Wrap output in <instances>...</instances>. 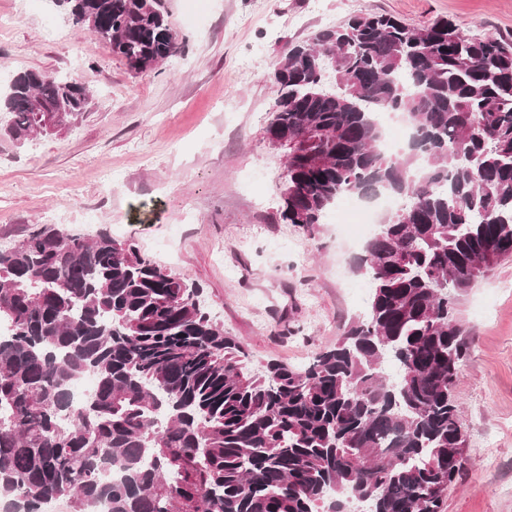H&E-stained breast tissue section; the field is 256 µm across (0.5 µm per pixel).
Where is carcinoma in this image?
<instances>
[{
  "instance_id": "carcinoma-1",
  "label": "carcinoma",
  "mask_w": 512,
  "mask_h": 512,
  "mask_svg": "<svg viewBox=\"0 0 512 512\" xmlns=\"http://www.w3.org/2000/svg\"><path fill=\"white\" fill-rule=\"evenodd\" d=\"M62 2L97 9L92 32L136 73L185 48L152 0ZM271 78L283 221L319 224L344 192L401 203L360 259L366 317L304 369L254 372L198 288L107 233L45 226L0 248V512L61 496L70 512H441L464 461L459 296L512 256V44L361 13L288 46ZM69 86L17 74L10 138L44 128L36 102L70 96L61 127L84 112ZM384 111L411 125L394 157Z\"/></svg>"
}]
</instances>
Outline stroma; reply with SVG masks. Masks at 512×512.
I'll return each instance as SVG.
<instances>
[{"mask_svg":"<svg viewBox=\"0 0 512 512\" xmlns=\"http://www.w3.org/2000/svg\"><path fill=\"white\" fill-rule=\"evenodd\" d=\"M0 0V84L36 70L76 79L91 103L69 126L17 143L0 130V247L65 215L197 285L205 311L244 346L251 369L308 366L368 311L356 231L279 215L283 150L265 136L288 45L354 15L421 26L445 18L512 42V0H164L185 55L135 74L79 30L60 0ZM146 206L147 222L136 217ZM468 358L454 389L465 461L442 512H512V258L459 301Z\"/></svg>","mask_w":512,"mask_h":512,"instance_id":"stroma-1","label":"stroma"}]
</instances>
